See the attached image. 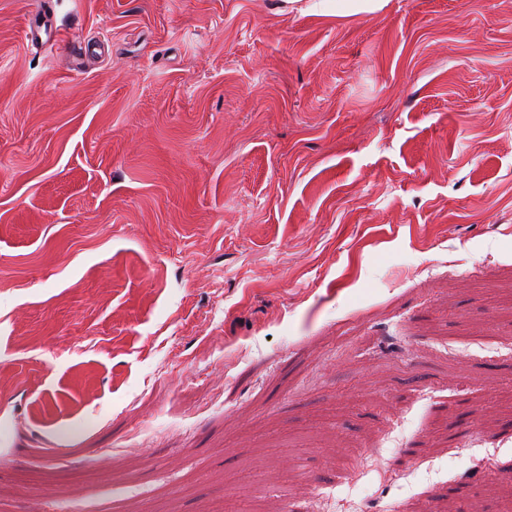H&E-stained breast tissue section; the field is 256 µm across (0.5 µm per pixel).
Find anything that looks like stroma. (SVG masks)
Returning <instances> with one entry per match:
<instances>
[{"instance_id": "1", "label": "stroma", "mask_w": 512, "mask_h": 512, "mask_svg": "<svg viewBox=\"0 0 512 512\" xmlns=\"http://www.w3.org/2000/svg\"><path fill=\"white\" fill-rule=\"evenodd\" d=\"M116 502L512 512V0H0V512ZM301 12L318 15L352 16L381 10L389 0H306Z\"/></svg>"}]
</instances>
